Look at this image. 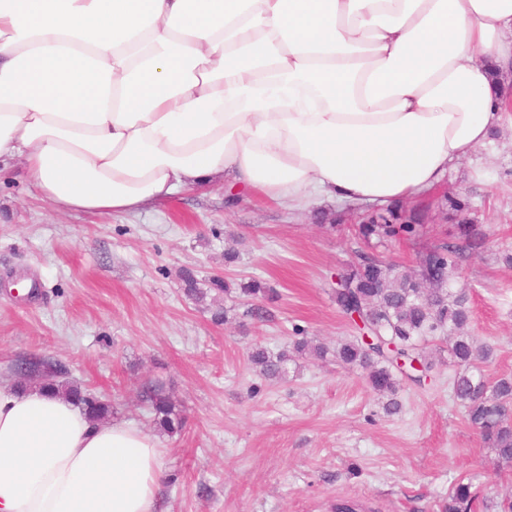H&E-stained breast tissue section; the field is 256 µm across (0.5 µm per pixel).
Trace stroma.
<instances>
[{"mask_svg":"<svg viewBox=\"0 0 512 512\" xmlns=\"http://www.w3.org/2000/svg\"><path fill=\"white\" fill-rule=\"evenodd\" d=\"M493 141L429 195L402 203L416 234L382 243L358 239L362 211L336 200L297 212L221 181L129 213L63 212L39 197L20 160L0 162V385H14L18 361L48 358L112 400L114 420L157 436L166 474L157 512H333L343 502L442 512L462 480L477 512H490L512 497V466L494 467L466 422L453 364L404 385L389 415L362 371L307 357L268 380L248 354L352 336L332 298L337 274L358 250L408 270L425 248L454 243V196L469 201L467 217L486 236L458 269L471 334L495 348L488 379L512 374V267L500 261L512 251V125ZM184 268L201 283L260 279L280 298L263 321L235 291L202 304L187 295ZM148 380L182 411V432L150 423L139 401Z\"/></svg>","mask_w":512,"mask_h":512,"instance_id":"stroma-1","label":"stroma"}]
</instances>
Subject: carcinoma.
<instances>
[{
    "label": "carcinoma",
    "mask_w": 512,
    "mask_h": 512,
    "mask_svg": "<svg viewBox=\"0 0 512 512\" xmlns=\"http://www.w3.org/2000/svg\"><path fill=\"white\" fill-rule=\"evenodd\" d=\"M458 231L464 246L443 243L422 255L412 271H402L373 255L356 252L355 260L338 277L333 289L339 311L357 314L358 319L353 321L356 335L332 351L306 339L295 341L289 355H275L256 347L250 352L249 361L261 375L281 378L287 371V362L306 354L324 358L330 353L343 365L362 369L372 391L388 397L386 412L396 414L401 408L396 396L402 378L421 383L432 368L428 344L446 341L450 360L459 367L453 383L456 400L483 442L493 448L498 462L512 463V377L503 376L492 383L486 380L482 365L492 357L493 348L476 345L467 334L471 320L469 293L454 286L463 253L478 252L484 246V238L471 224L458 225ZM414 232L415 225L393 207L386 213H372L368 222L359 226L362 237L380 240ZM182 281L187 294L199 303L206 302L212 290L230 291V284L221 279H213L210 287L202 288L190 271L182 273ZM240 295L250 302L246 315L262 320L267 315L262 301L273 299L274 291L252 279L241 285ZM414 361L421 364L420 374L415 376L408 373ZM14 372L25 381L35 380L70 399L95 421L106 420L114 412L111 401L67 380L65 369L58 363L22 360ZM140 398L157 430L174 434L182 429L184 418L162 386L143 384ZM473 501L471 483L460 481L445 510L470 512Z\"/></svg>",
    "instance_id": "carcinoma-1"
}]
</instances>
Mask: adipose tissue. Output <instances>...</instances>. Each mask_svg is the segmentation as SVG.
Returning <instances> with one entry per match:
<instances>
[{
    "label": "adipose tissue",
    "mask_w": 512,
    "mask_h": 512,
    "mask_svg": "<svg viewBox=\"0 0 512 512\" xmlns=\"http://www.w3.org/2000/svg\"><path fill=\"white\" fill-rule=\"evenodd\" d=\"M512 0H0V161L61 211L213 176L291 209L428 195L512 113ZM156 439L0 387V512H156Z\"/></svg>",
    "instance_id": "1"
}]
</instances>
